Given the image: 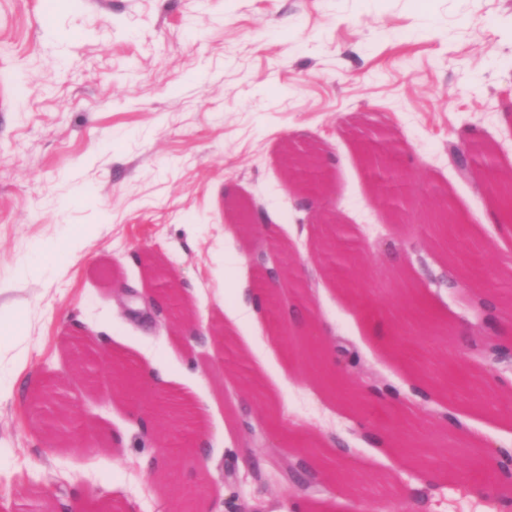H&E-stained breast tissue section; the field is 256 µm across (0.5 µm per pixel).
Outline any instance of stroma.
<instances>
[{"mask_svg":"<svg viewBox=\"0 0 512 512\" xmlns=\"http://www.w3.org/2000/svg\"><path fill=\"white\" fill-rule=\"evenodd\" d=\"M389 133L409 185L393 216L362 167L360 140ZM493 146L512 170V0H0V315H23L26 356H0L17 378L0 398V512H29L54 489L72 512H224L236 492L255 512H497L512 481L484 485L466 458L475 442H512V373L487 380L475 348L500 341L470 312L449 275L512 320V235L493 195L461 178L450 143ZM319 156L327 187L311 209L278 162L282 145ZM264 224H234L226 195ZM446 196L481 251L448 268L430 223ZM335 216L346 230L362 296L325 265L318 245ZM81 234L75 254H44ZM289 256L284 306L309 325L250 312L255 249ZM187 284L189 328L152 319L154 284L140 255ZM84 326L106 351H126L145 383L132 403L70 367L64 339ZM317 341L354 347L324 394ZM58 379L82 420L78 442L54 446L31 393ZM387 384L398 399L369 390ZM189 395L207 419L206 457L180 448L156 473L145 457L181 432L137 426L157 398ZM381 445L367 441V434ZM349 448L359 478L310 488L279 476L254 483L249 462L288 465L310 452L336 467Z\"/></svg>","mask_w":512,"mask_h":512,"instance_id":"obj_1","label":"stroma"}]
</instances>
